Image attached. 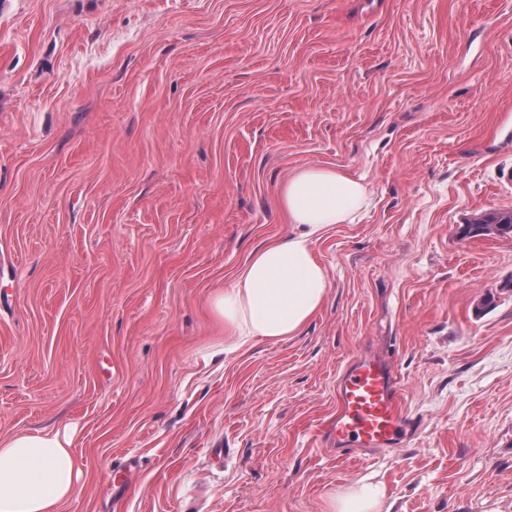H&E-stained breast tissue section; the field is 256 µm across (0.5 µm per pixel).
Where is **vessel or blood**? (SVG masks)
Segmentation results:
<instances>
[{"instance_id": "vessel-or-blood-1", "label": "vessel or blood", "mask_w": 512, "mask_h": 512, "mask_svg": "<svg viewBox=\"0 0 512 512\" xmlns=\"http://www.w3.org/2000/svg\"><path fill=\"white\" fill-rule=\"evenodd\" d=\"M336 401L324 434L339 457L403 447L412 432L393 389V368L380 355L361 354L343 370L336 382Z\"/></svg>"}]
</instances>
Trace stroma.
<instances>
[{"mask_svg":"<svg viewBox=\"0 0 512 512\" xmlns=\"http://www.w3.org/2000/svg\"><path fill=\"white\" fill-rule=\"evenodd\" d=\"M306 166L373 205L314 251L297 336L224 351L209 299ZM512 0H0V438L77 424L62 512H512ZM406 447L318 433L363 352ZM225 448L224 461L211 451ZM488 224H498L512 236V211L496 209L474 213L464 219L463 224L459 225V231L466 234L469 239L493 238ZM386 498L383 484L360 481L336 497L331 512H390L385 510Z\"/></svg>","mask_w":512,"mask_h":512,"instance_id":"obj_1","label":"stroma"}]
</instances>
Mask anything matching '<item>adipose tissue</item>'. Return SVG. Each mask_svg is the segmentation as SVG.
<instances>
[{
    "label": "adipose tissue",
    "instance_id": "ef3b65f1",
    "mask_svg": "<svg viewBox=\"0 0 512 512\" xmlns=\"http://www.w3.org/2000/svg\"><path fill=\"white\" fill-rule=\"evenodd\" d=\"M279 203L290 231L252 251L232 287L209 301L223 324L224 349L254 339L299 335L322 309L331 286L313 242L337 224H352L371 205L363 179L328 166L304 167L282 182ZM74 426L0 439V512H61L82 476ZM383 484L358 482L336 497L332 512H384Z\"/></svg>",
    "mask_w": 512,
    "mask_h": 512
}]
</instances>
